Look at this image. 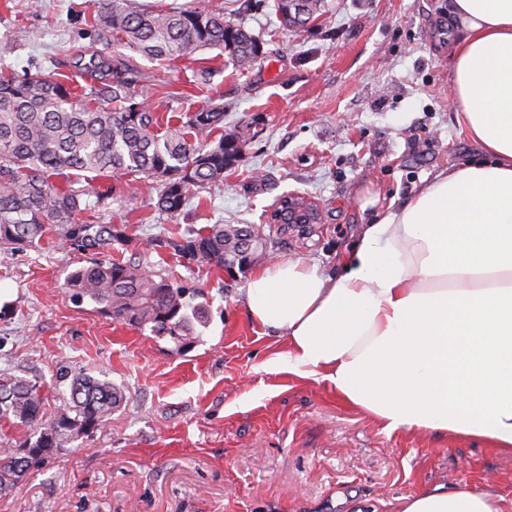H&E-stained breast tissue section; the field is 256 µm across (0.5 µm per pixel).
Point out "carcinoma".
I'll list each match as a JSON object with an SVG mask.
<instances>
[{
  "label": "carcinoma",
  "instance_id": "1",
  "mask_svg": "<svg viewBox=\"0 0 512 512\" xmlns=\"http://www.w3.org/2000/svg\"><path fill=\"white\" fill-rule=\"evenodd\" d=\"M99 39L116 35L151 61H171L217 49L246 67L263 55L260 39L222 12L175 9L163 13L132 9L128 0H92ZM287 29L300 30L322 13L324 0H274ZM78 67L100 83L87 103L59 78L37 72L22 78L0 73V249L36 247L56 238L91 255L112 249L113 224L79 220L85 191L55 177L68 171L109 177L144 176L160 182L157 209L174 215L196 189L224 180L245 148L244 139L224 130V106L208 103L164 135L145 106L133 102L136 80L122 59L78 57ZM217 138H210L214 132ZM257 242L252 228L211 224L180 246L184 255L222 269L243 262ZM71 299L94 311L166 340L178 352L198 341L196 325L205 309L171 279L120 261L94 260L67 277ZM42 387L25 378L0 377V421L20 423L36 440L0 449V490L16 484L35 462L91 430L103 428L125 400L107 380L75 377L69 395L50 417Z\"/></svg>",
  "mask_w": 512,
  "mask_h": 512
}]
</instances>
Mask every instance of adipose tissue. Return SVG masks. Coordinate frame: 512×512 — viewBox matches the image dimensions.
Listing matches in <instances>:
<instances>
[{
	"mask_svg": "<svg viewBox=\"0 0 512 512\" xmlns=\"http://www.w3.org/2000/svg\"><path fill=\"white\" fill-rule=\"evenodd\" d=\"M465 26L448 81L479 159L377 211L339 257L278 259L248 281L251 320L287 339L275 366L325 382L385 432L512 451V0H451ZM400 512H512L489 490L419 493Z\"/></svg>",
	"mask_w": 512,
	"mask_h": 512,
	"instance_id": "obj_1",
	"label": "adipose tissue"
}]
</instances>
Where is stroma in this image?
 Instances as JSON below:
<instances>
[{
	"label": "stroma",
	"mask_w": 512,
	"mask_h": 512,
	"mask_svg": "<svg viewBox=\"0 0 512 512\" xmlns=\"http://www.w3.org/2000/svg\"><path fill=\"white\" fill-rule=\"evenodd\" d=\"M304 31L284 29L274 0H130L137 9L188 5L222 12L260 35L263 56L239 70L210 58L151 62L97 39L89 0H0V70L62 76L92 96L77 53L125 59L136 99L176 127L203 103L224 106L225 132L246 146L224 179L178 214L156 207L160 184L80 180L81 221L121 232L112 259L172 277L208 309L198 341L170 344L74 304L68 274L88 255L63 245L0 252V375L42 381L54 413L72 379L90 375L126 394L104 429L64 444L0 491V512H396L423 490L493 489L512 499V454L475 439L387 433L323 382L275 373L285 337L249 317L244 287L277 258L329 271L373 210L402 205L438 170L478 157L448 103L455 43L450 0H325ZM317 207L314 224L278 230L283 196ZM210 224L253 228L248 262L208 269L157 238L183 241Z\"/></svg>",
	"instance_id": "stroma-1"
}]
</instances>
